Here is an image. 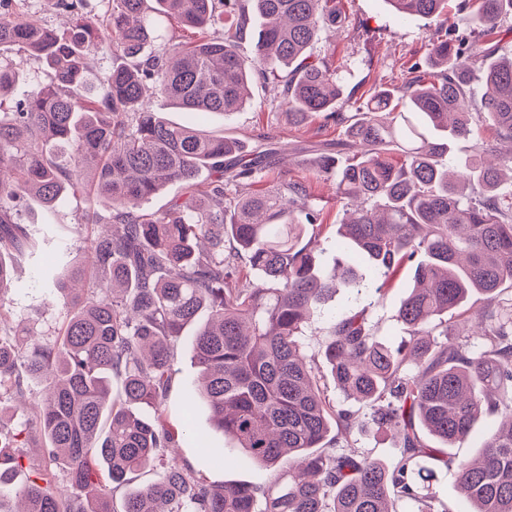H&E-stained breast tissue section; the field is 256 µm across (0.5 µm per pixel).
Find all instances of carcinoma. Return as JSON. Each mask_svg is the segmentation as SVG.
<instances>
[{"instance_id": "1", "label": "carcinoma", "mask_w": 512, "mask_h": 512, "mask_svg": "<svg viewBox=\"0 0 512 512\" xmlns=\"http://www.w3.org/2000/svg\"><path fill=\"white\" fill-rule=\"evenodd\" d=\"M13 2L0 0V51L36 56L51 77L28 84L6 112L1 94L15 86L18 64L0 60V403L33 380L46 399L34 418L0 428V484L24 456L20 437L32 430L42 440L36 477L18 492L22 507L0 512H114L113 486L158 466L122 512H399L406 502L414 512H452L431 489L439 464L455 469L468 512H512V192L501 191V169L469 112L480 96L499 139L512 142V56L486 63L493 49L482 39H456L496 29L512 0H478L474 11L464 2L451 15L448 0H386L401 18L434 23L430 70L411 67L399 88L375 91L348 117L334 111L337 69L311 55L323 30L343 25L340 0H57L71 16L61 31L30 22ZM163 18L192 36L158 43ZM248 36L254 48L244 55ZM101 51L116 62L94 80L87 59ZM256 73L281 84L289 123L322 113L348 124L356 160L324 154L317 170L355 206L336 244L366 257L374 280L324 263L309 236L321 213L304 185L240 193L272 166L275 147L251 153L144 106L152 95L229 116L246 105ZM454 137L474 140L462 171L444 160ZM391 148L401 162L388 159ZM203 168L214 172L206 183ZM176 182L185 198L143 211L142 201ZM66 193L110 211L77 225L89 264L53 274L65 314L55 338L14 334L10 259L38 248L21 203L34 196L52 210ZM404 265L413 286L398 321L408 341L389 346L364 307L333 318L318 355H305L312 316L338 290L385 297ZM244 269L261 283L236 287ZM475 294L482 302L472 309ZM203 312L192 336L201 396L215 429L240 448L238 463L274 469L266 490L210 485L203 470L226 458L208 438L194 436L200 468L165 461L187 434L161 408L173 343ZM329 380L359 409L338 408ZM484 413L501 424L478 456L445 452ZM370 427L400 439L391 465L349 445Z\"/></svg>"}]
</instances>
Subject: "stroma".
<instances>
[{"instance_id":"stroma-1","label":"stroma","mask_w":512,"mask_h":512,"mask_svg":"<svg viewBox=\"0 0 512 512\" xmlns=\"http://www.w3.org/2000/svg\"><path fill=\"white\" fill-rule=\"evenodd\" d=\"M345 25L338 35L319 41L315 56L332 54L335 64L341 65L343 94L336 103L340 112L357 111L376 89L401 84L411 65L426 66L435 28L429 20L412 17L399 18L385 0H342ZM245 108L226 117H202L152 100L153 109L178 124L207 130L216 135H230L245 143L254 144L261 139H272L283 148L280 164L266 172L253 188L264 191L284 181L303 183L310 192V203L321 211L325 226L321 232L330 243L336 238V229L342 218V209L332 183L320 179L313 159L323 149L334 150L339 161L351 157V150L341 148L342 127L325 117L315 116L306 124H290L282 103V88L271 79L255 77L249 90ZM90 204L84 198L65 199L53 216H46L42 204L26 200L23 218L39 241L37 254L21 258L15 264L14 287L8 295L12 322L34 326L44 336H52L63 320V311L50 306L51 283L41 270L40 256L57 254L61 264L81 263L86 259L84 243L74 231ZM413 284L410 270H403L398 286L388 298L371 305L368 294L344 288L322 307L311 324V334L305 340L308 353H317L319 343L332 318L350 314L357 308L367 307L372 322L380 334L393 344L403 337L396 321L401 298ZM173 378L162 405L172 425H180L185 411H192V424L196 434L211 438L215 446L223 447L228 456L238 455L233 441L224 440L210 420L208 407L199 399L197 380L199 367L189 338H181L174 346ZM208 483H245L264 488L273 481V471L261 464L225 466L205 470Z\"/></svg>"}]
</instances>
